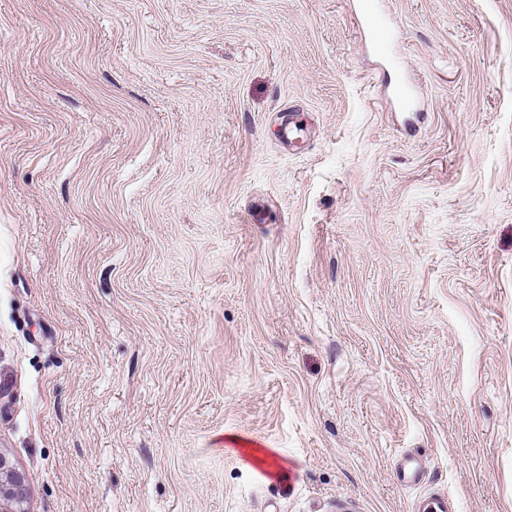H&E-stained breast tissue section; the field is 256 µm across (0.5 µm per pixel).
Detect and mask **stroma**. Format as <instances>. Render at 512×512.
I'll list each match as a JSON object with an SVG mask.
<instances>
[{
  "label": "stroma",
  "instance_id": "obj_1",
  "mask_svg": "<svg viewBox=\"0 0 512 512\" xmlns=\"http://www.w3.org/2000/svg\"><path fill=\"white\" fill-rule=\"evenodd\" d=\"M383 7L411 112L354 0H0L29 512H512V0ZM425 469L422 458L409 456L397 467V479L404 486L417 485L426 477Z\"/></svg>",
  "mask_w": 512,
  "mask_h": 512
}]
</instances>
